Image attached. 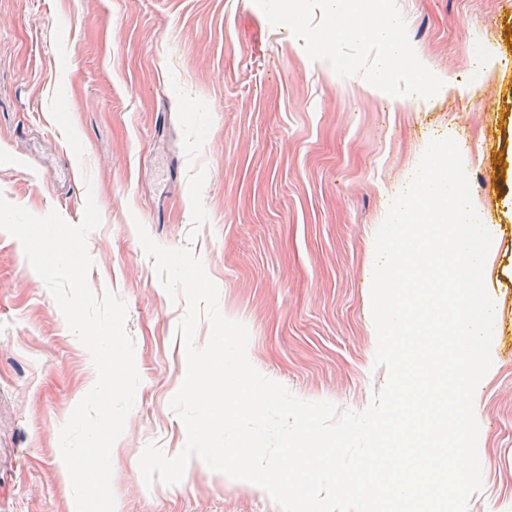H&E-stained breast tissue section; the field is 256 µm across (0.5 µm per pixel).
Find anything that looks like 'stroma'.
<instances>
[{"label":"stroma","instance_id":"35a3bbf8","mask_svg":"<svg viewBox=\"0 0 512 512\" xmlns=\"http://www.w3.org/2000/svg\"><path fill=\"white\" fill-rule=\"evenodd\" d=\"M396 4L446 84L432 97L338 77L254 0H0V197L72 224L94 197L88 284L127 306L141 381L113 445L115 512H280L195 458L178 484H145L144 448L186 442L170 406L185 305L136 224L201 260L259 373L361 412L388 378L375 363V234L444 138L496 240L483 278L497 363L476 388L482 487L467 512H512V0ZM95 377L20 241L0 232V512H75L59 431Z\"/></svg>","mask_w":512,"mask_h":512}]
</instances>
